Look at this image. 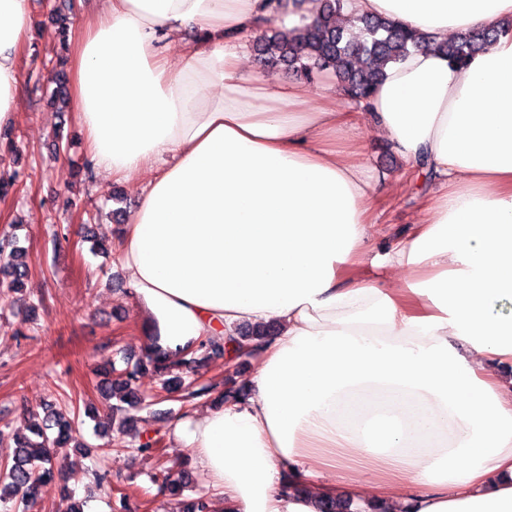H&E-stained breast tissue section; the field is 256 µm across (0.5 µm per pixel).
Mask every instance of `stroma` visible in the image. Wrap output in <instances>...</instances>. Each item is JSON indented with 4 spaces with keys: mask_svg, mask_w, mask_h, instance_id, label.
<instances>
[{
    "mask_svg": "<svg viewBox=\"0 0 512 512\" xmlns=\"http://www.w3.org/2000/svg\"><path fill=\"white\" fill-rule=\"evenodd\" d=\"M101 7L99 0H31L34 26L19 58V103L13 126L18 149L15 169L21 173L16 191L0 200V232L15 233L28 256L29 282L24 301L0 297V429L24 423V408L53 403L79 410L81 432L90 447L67 471L74 497L94 512H113L121 492H129L131 512H173L174 504L161 489L156 460L142 458L136 447L142 417H150L165 436L167 459L188 456V449L169 436L170 426L184 415L177 395L160 391L150 375L138 389L151 401L136 410V419L123 434L105 436L111 424L100 391L105 371L136 361L146 353L142 322L125 293V273L115 258L91 249V239L112 238L138 204L137 185L144 176L118 180L86 172L85 138L74 112L58 115L50 104L53 85L49 72L60 54L50 19L64 15L70 34ZM72 139L67 151L55 147L57 126ZM368 164L382 180L376 186L387 204L378 222L384 234L376 250L405 233L417 217L416 189L398 194L394 180L403 163L372 124H365ZM68 229L69 243L54 249L52 238ZM36 304L34 321L25 319V303ZM24 337H15V329ZM255 373L252 361L226 366L212 357L200 368L198 381L227 388L244 387ZM108 473L103 486L93 472ZM73 497V498H74Z\"/></svg>",
    "mask_w": 512,
    "mask_h": 512,
    "instance_id": "stroma-1",
    "label": "stroma"
}]
</instances>
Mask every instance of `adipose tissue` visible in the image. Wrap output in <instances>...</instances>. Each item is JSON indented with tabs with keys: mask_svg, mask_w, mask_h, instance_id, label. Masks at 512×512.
I'll return each mask as SVG.
<instances>
[{
	"mask_svg": "<svg viewBox=\"0 0 512 512\" xmlns=\"http://www.w3.org/2000/svg\"><path fill=\"white\" fill-rule=\"evenodd\" d=\"M431 48L364 102L245 68L264 0H104L71 42V98L94 167L151 178L117 259L154 344L277 324L246 398L171 434L225 512H512V35L465 66L449 36L512 22V0H347ZM29 0H0V129L15 119ZM194 39H182L184 30ZM176 58H169L171 42ZM414 177L411 232L374 255L365 120ZM313 485L309 494L287 484Z\"/></svg>",
	"mask_w": 512,
	"mask_h": 512,
	"instance_id": "1",
	"label": "adipose tissue"
}]
</instances>
